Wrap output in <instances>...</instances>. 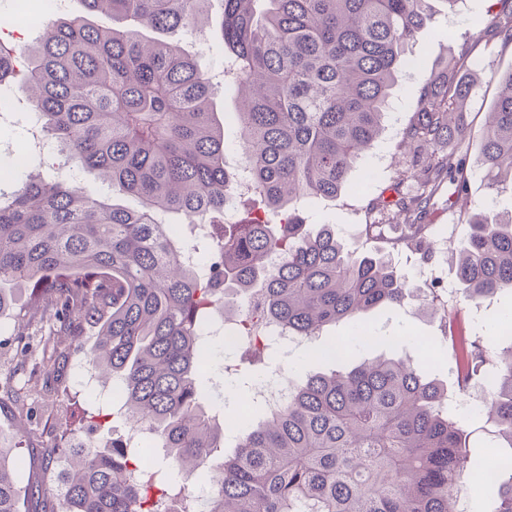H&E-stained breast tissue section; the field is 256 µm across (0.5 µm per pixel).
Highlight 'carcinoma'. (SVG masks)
I'll return each mask as SVG.
<instances>
[{
	"instance_id": "carcinoma-1",
	"label": "carcinoma",
	"mask_w": 512,
	"mask_h": 512,
	"mask_svg": "<svg viewBox=\"0 0 512 512\" xmlns=\"http://www.w3.org/2000/svg\"><path fill=\"white\" fill-rule=\"evenodd\" d=\"M83 13L48 22L20 48L0 45V84L24 79L43 137L65 163L102 170L111 196L47 173L0 192V319L39 317L48 335L92 343L88 368L119 383L123 417L148 430L147 448L88 443L57 471L56 512H458L454 488L487 481L468 466L463 421L448 387L410 359L378 355L351 363L336 324L381 307H438V289L411 283L392 251L429 260L437 243L424 220L443 182L467 194L460 176L470 152L512 180V70L479 141L465 105L477 77L435 73L401 136L412 171L377 197L366 239L391 249L345 245L336 225L306 228L297 203L332 200L385 130L406 47L428 30L430 0H80ZM217 3L229 80L241 93L238 147L250 197L262 211L218 220L236 208L238 169L225 157L224 126L211 75L177 34ZM106 11L112 26L89 16ZM480 25L512 41V12ZM150 30L156 36L149 37ZM451 148L442 152V144ZM131 198L134 205L113 202ZM182 213L210 224L205 247L159 216ZM455 258L456 297L475 306L512 291V213L473 215L467 234L446 243ZM202 250L205 261L185 264ZM278 257L275 264L269 263ZM217 311L254 334L273 324L313 337L322 369L292 385L278 410L253 407L231 452L228 421L216 420L200 380L209 360L201 329ZM458 389L491 383L488 435L512 449V330L456 333ZM230 373L249 394V367ZM42 389L65 393L57 367L34 363ZM16 461L0 448V512H20ZM206 475L199 496L174 474ZM493 512H512V470L495 482Z\"/></svg>"
}]
</instances>
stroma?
Instances as JSON below:
<instances>
[{
    "label": "stroma",
    "instance_id": "1",
    "mask_svg": "<svg viewBox=\"0 0 512 512\" xmlns=\"http://www.w3.org/2000/svg\"><path fill=\"white\" fill-rule=\"evenodd\" d=\"M502 7L501 0H456L451 7L437 0L431 20L432 32L423 34L406 50L398 90L391 101L382 138L349 175L350 182L364 185V194L345 192L336 200L307 205L303 217L309 230L332 224L344 243L351 245L359 239L362 224L369 221L366 211L369 199L378 196L408 170L397 149L400 133L416 111L430 76L444 66L479 75L480 81L467 102L466 111L473 138H480L486 114L491 111L498 93L489 77L491 73L512 69V42L481 31L478 22L487 11L497 12ZM220 21L219 13H211L203 30L184 42L185 48L196 53L200 66L206 71L215 72L224 67ZM0 98L9 101L16 111L14 123L0 124V141L10 142L20 151H31V134L25 119L29 106L24 86L17 80L1 85ZM31 153V162L35 165L46 167L56 160L46 148ZM465 169L467 203L440 199L427 217L434 228L435 239L447 235L462 237L470 216L476 212L496 214L512 210L511 186L490 190L484 169L474 160H467ZM12 333V322H0V383L10 384L19 391L18 399L0 400V424L16 433L7 445L19 462L20 484L36 482L42 486L39 497L25 503V512H54L57 506L55 482L45 468V459L70 424L72 412L91 411L111 402L112 386L78 379L76 370L82 355L75 345L62 342L55 346L53 354L68 361L61 377L70 395L60 398L40 394L21 368L41 359V347L33 342L28 350H21ZM336 333L342 336L347 355L353 359L392 351L411 356L422 368L434 370L443 378L449 377L453 366L447 346L438 340L443 333L439 317L424 315L413 308L378 310L368 315L365 325L343 324L337 327ZM459 415L467 423L472 468L491 464L501 456V449L490 442L485 433V420L480 410L463 409Z\"/></svg>",
    "mask_w": 512,
    "mask_h": 512
}]
</instances>
